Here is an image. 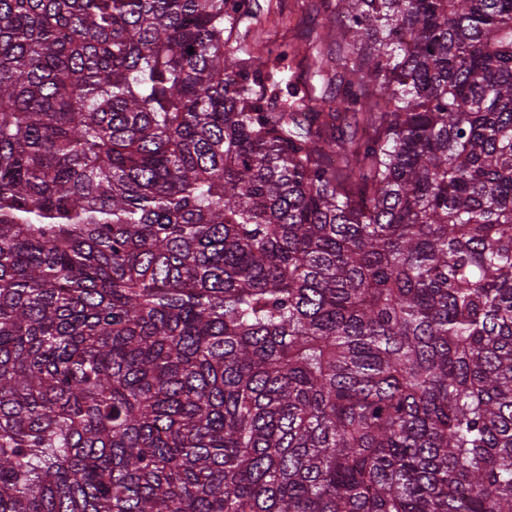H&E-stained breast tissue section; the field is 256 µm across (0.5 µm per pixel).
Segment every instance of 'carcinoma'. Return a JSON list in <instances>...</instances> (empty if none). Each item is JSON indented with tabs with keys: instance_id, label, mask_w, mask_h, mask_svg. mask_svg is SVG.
Instances as JSON below:
<instances>
[{
	"instance_id": "cac0c4a2",
	"label": "carcinoma",
	"mask_w": 512,
	"mask_h": 512,
	"mask_svg": "<svg viewBox=\"0 0 512 512\" xmlns=\"http://www.w3.org/2000/svg\"><path fill=\"white\" fill-rule=\"evenodd\" d=\"M253 12L0 0V512H512V0ZM321 0H258L254 14L243 18L232 38V47L240 58L272 57L285 48L297 50L291 58L295 78L302 85L309 60L303 57L307 38L319 32L329 15Z\"/></svg>"
}]
</instances>
